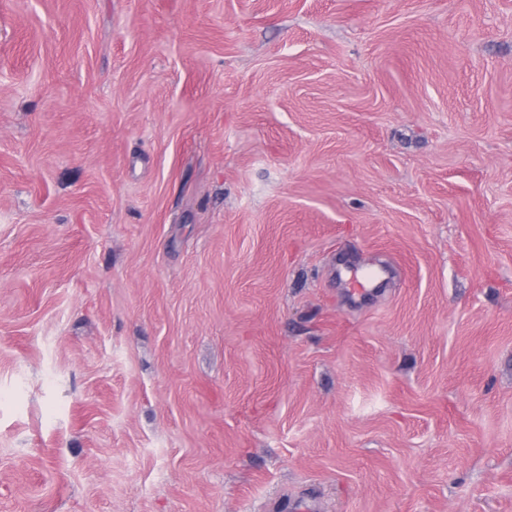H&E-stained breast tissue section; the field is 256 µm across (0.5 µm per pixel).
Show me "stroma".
<instances>
[{
	"mask_svg": "<svg viewBox=\"0 0 512 512\" xmlns=\"http://www.w3.org/2000/svg\"><path fill=\"white\" fill-rule=\"evenodd\" d=\"M292 496L512 512V0H0V512Z\"/></svg>",
	"mask_w": 512,
	"mask_h": 512,
	"instance_id": "1",
	"label": "stroma"
}]
</instances>
